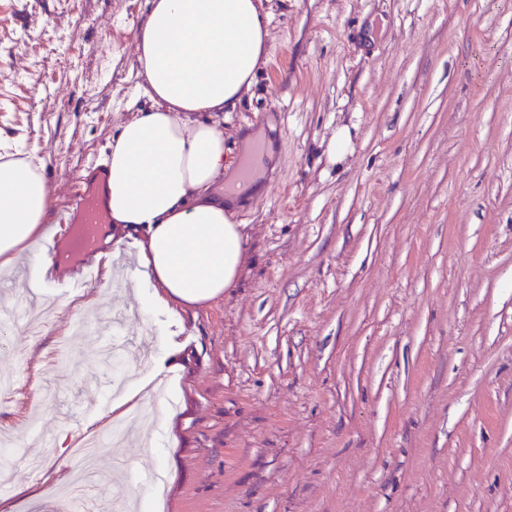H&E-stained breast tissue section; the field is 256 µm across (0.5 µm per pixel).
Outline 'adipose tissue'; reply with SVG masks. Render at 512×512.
Here are the masks:
<instances>
[{"label": "adipose tissue", "instance_id": "adipose-tissue-1", "mask_svg": "<svg viewBox=\"0 0 512 512\" xmlns=\"http://www.w3.org/2000/svg\"><path fill=\"white\" fill-rule=\"evenodd\" d=\"M136 35L151 108L108 146L99 202L104 245L139 235L138 273L148 309L176 315L235 287L245 239L223 194L224 134L201 112L236 106L269 53L261 0H149ZM31 154L0 163V266L47 232L53 207Z\"/></svg>", "mask_w": 512, "mask_h": 512}]
</instances>
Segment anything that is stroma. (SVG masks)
<instances>
[{
  "mask_svg": "<svg viewBox=\"0 0 512 512\" xmlns=\"http://www.w3.org/2000/svg\"><path fill=\"white\" fill-rule=\"evenodd\" d=\"M263 9L254 86L206 115L228 157L260 130L276 151L235 287L175 322L116 283L45 288L29 336L27 268L0 270V512H52L118 381L158 404L161 454L99 449L113 510L512 512V0ZM148 10L0 0V158L36 151L54 210L150 106Z\"/></svg>",
  "mask_w": 512,
  "mask_h": 512,
  "instance_id": "stroma-1",
  "label": "stroma"
}]
</instances>
